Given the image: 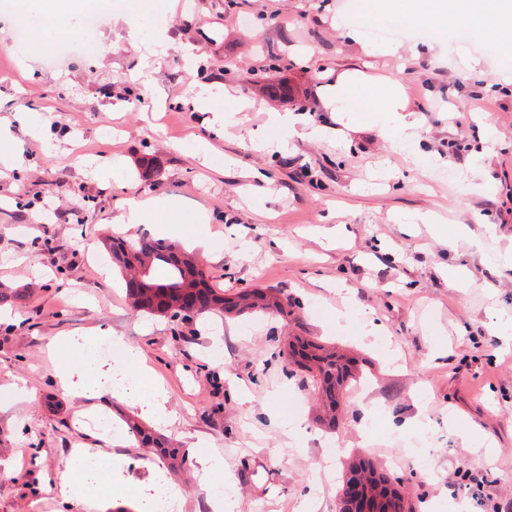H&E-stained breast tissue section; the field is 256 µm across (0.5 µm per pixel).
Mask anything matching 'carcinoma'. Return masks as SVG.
<instances>
[{"instance_id":"cac0c4a2","label":"carcinoma","mask_w":512,"mask_h":512,"mask_svg":"<svg viewBox=\"0 0 512 512\" xmlns=\"http://www.w3.org/2000/svg\"><path fill=\"white\" fill-rule=\"evenodd\" d=\"M107 251L121 272L126 274V296L137 311L151 316H167L172 309H191L195 315L212 313L219 316H242L257 310L286 315V305L275 293L265 289L227 294L213 287L197 257L163 240L132 244L121 236L104 239ZM24 289L0 290V303L16 308L26 305ZM288 364L297 367L314 383V391L323 411L334 414L338 405L336 390L356 379L352 360L343 354L327 351L314 342L297 337L289 344ZM127 433L142 448L155 454L178 470L186 465V454L170 440L145 427L135 417L124 418Z\"/></svg>"}]
</instances>
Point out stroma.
Returning <instances> with one entry per match:
<instances>
[{
    "instance_id": "1",
    "label": "stroma",
    "mask_w": 512,
    "mask_h": 512,
    "mask_svg": "<svg viewBox=\"0 0 512 512\" xmlns=\"http://www.w3.org/2000/svg\"><path fill=\"white\" fill-rule=\"evenodd\" d=\"M150 2L134 32L119 0H88L100 29L35 48L9 40L17 0H0V126L20 150L0 165V285L30 293L0 319V512H83L47 486L77 447L122 459L107 512H135L155 484L153 451L79 422L83 399L56 378L94 330L137 347L166 390L175 420L156 431L190 455L173 478L180 512H213L201 448L223 457L213 481L233 512H337L350 454L395 458L412 512H512V272L495 269L512 252V53L492 16L421 37L384 17L379 28L400 32L389 41L354 22L355 0ZM341 71L401 83L417 137L383 136V112L346 123L326 110ZM276 110L296 121L285 147L268 148ZM202 144L222 170L198 157ZM132 197L177 207L173 224L148 212L140 238L197 251L215 287L279 290L288 316L133 311L100 263ZM292 336L336 346L365 376L334 428L288 371ZM332 441L344 456L328 459Z\"/></svg>"
}]
</instances>
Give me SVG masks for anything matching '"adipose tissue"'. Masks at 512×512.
I'll list each match as a JSON object with an SVG mask.
<instances>
[{
	"label": "adipose tissue",
	"instance_id": "obj_1",
	"mask_svg": "<svg viewBox=\"0 0 512 512\" xmlns=\"http://www.w3.org/2000/svg\"><path fill=\"white\" fill-rule=\"evenodd\" d=\"M484 3L485 0H360L356 18L363 22L386 12H396L442 32L452 23L468 26ZM78 10L77 0H19L18 3V11L35 43L46 39L48 33L71 30ZM324 103L333 112L389 113L396 133L418 128L399 86L390 80L374 81L357 72L337 73L326 87ZM100 340L99 334H91L80 357L63 359L59 366L61 385L86 399L96 398L112 388L109 375L100 370L93 355ZM121 463V458L96 448L72 449L63 472L54 481L53 491L63 500L80 502L86 512H99L102 494L111 486L113 472Z\"/></svg>",
	"mask_w": 512,
	"mask_h": 512
}]
</instances>
